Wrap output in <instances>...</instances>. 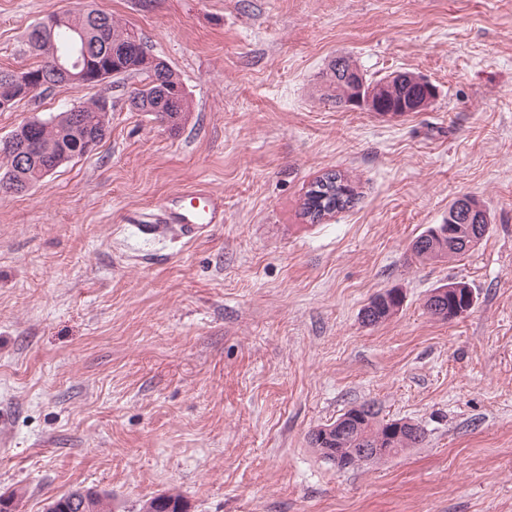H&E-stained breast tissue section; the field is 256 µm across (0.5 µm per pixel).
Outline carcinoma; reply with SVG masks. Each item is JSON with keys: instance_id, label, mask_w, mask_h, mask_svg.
Masks as SVG:
<instances>
[{"instance_id": "1", "label": "carcinoma", "mask_w": 512, "mask_h": 512, "mask_svg": "<svg viewBox=\"0 0 512 512\" xmlns=\"http://www.w3.org/2000/svg\"><path fill=\"white\" fill-rule=\"evenodd\" d=\"M67 26L62 29L37 32L39 23L29 27L25 36L26 53L36 59L28 71L49 76L53 72V61L46 49L51 42L61 43L66 34H84L99 69L118 75L139 74L149 79V87L130 91L129 106L133 112H147L154 120L166 124L170 129L179 127L183 113L187 111V92L179 75L158 56L147 57L135 46V35L119 25L112 16L81 3L63 12ZM324 96L339 108L348 107L354 97L367 99L374 92L375 80L364 78L356 81L345 71L337 68L331 60L322 73ZM428 92L414 86L401 87L388 97L378 94L382 107L381 115L401 116L409 112L412 97H424ZM108 114L99 110L98 101L75 106L44 120H33L19 125L3 142L14 141L33 146L35 162L19 166L6 153L0 151L5 166L0 167V190L14 193L29 190L45 177L73 159L87 153L91 143L101 142L108 132ZM358 193L347 176L330 170L310 183L304 193L301 215L311 223H319L327 216L345 210L355 203ZM459 201L448 206V218L443 223L428 228L415 238L411 250L420 261H435L454 254H464L475 248L481 239L469 238V225L454 216ZM464 294L449 291L444 294L443 308L439 318L448 320L455 308L462 305ZM400 304L381 300L375 295L361 311L362 322L377 325L388 320ZM375 402L364 401L343 413L352 420L350 430L342 437L329 430L325 424L311 435L313 447L332 448L339 458V468L348 469L358 464L357 454L362 448H375L387 440L388 429L401 424L402 439L390 444L394 454L414 448L423 443L426 433L423 427L408 420L381 419ZM53 512H113L112 495L94 488L75 489L56 496L49 502ZM139 512H188L183 497L169 493L151 497L140 504Z\"/></svg>"}]
</instances>
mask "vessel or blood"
Masks as SVG:
<instances>
[{
    "label": "vessel or blood",
    "instance_id": "1",
    "mask_svg": "<svg viewBox=\"0 0 512 512\" xmlns=\"http://www.w3.org/2000/svg\"><path fill=\"white\" fill-rule=\"evenodd\" d=\"M224 221V197L200 185L175 191L148 212L131 217V224L147 239L197 240L208 228Z\"/></svg>",
    "mask_w": 512,
    "mask_h": 512
}]
</instances>
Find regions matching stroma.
I'll use <instances>...</instances> for the list:
<instances>
[{
	"mask_svg": "<svg viewBox=\"0 0 512 512\" xmlns=\"http://www.w3.org/2000/svg\"><path fill=\"white\" fill-rule=\"evenodd\" d=\"M148 41L180 76L171 130L129 109L139 76L61 84L0 111L21 123L112 100L91 152L0 194V493L44 512L70 489L115 512L175 492L189 512H512V0H83ZM69 0H0V68L27 27ZM436 89L398 117L336 108L330 60ZM354 207L312 224L324 172ZM224 195L193 242L148 241L127 218L177 189ZM470 195L492 222L466 254L411 244ZM467 282L444 321L430 292ZM396 314L361 320L377 293ZM376 401L422 445L347 471L312 431ZM357 196L358 193L345 174L330 170L308 186L301 205V215L312 224L319 223L328 215L353 206Z\"/></svg>",
	"mask_w": 512,
	"mask_h": 512,
	"instance_id": "1",
	"label": "stroma"
}]
</instances>
